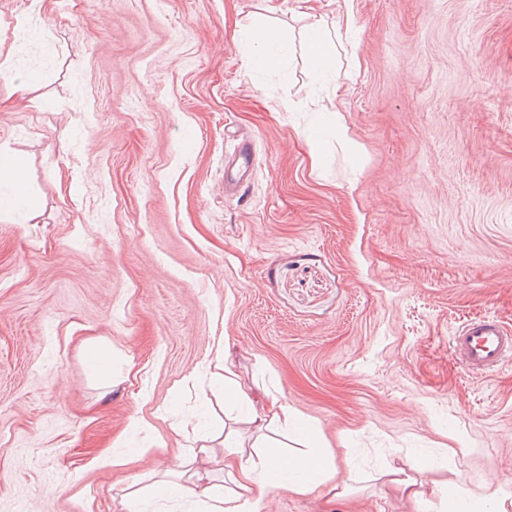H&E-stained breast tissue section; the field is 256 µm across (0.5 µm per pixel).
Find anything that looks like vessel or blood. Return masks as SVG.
<instances>
[{
    "instance_id": "1",
    "label": "vessel or blood",
    "mask_w": 512,
    "mask_h": 512,
    "mask_svg": "<svg viewBox=\"0 0 512 512\" xmlns=\"http://www.w3.org/2000/svg\"><path fill=\"white\" fill-rule=\"evenodd\" d=\"M452 352L468 370L483 374L512 357V333L494 318H475L459 328Z\"/></svg>"
}]
</instances>
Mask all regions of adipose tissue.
I'll use <instances>...</instances> for the list:
<instances>
[{
  "label": "adipose tissue",
  "mask_w": 512,
  "mask_h": 512,
  "mask_svg": "<svg viewBox=\"0 0 512 512\" xmlns=\"http://www.w3.org/2000/svg\"><path fill=\"white\" fill-rule=\"evenodd\" d=\"M336 24L320 19L313 24L307 41L308 60L318 74L325 76L336 69V59L344 42L354 41L359 33L350 0H336ZM215 375L224 386L225 397L248 408V431L257 452L244 454L236 436L225 435L224 470L226 476L216 479L212 473L177 472L173 478L156 481L160 493H176L200 499L205 512H261L264 478L277 469H298L305 477L292 489L305 493L313 487H334L336 480L335 455L332 449L307 446L303 454H285L274 432L281 427H293L300 421L298 411L279 398H272L267 409L251 410V401L240 383L227 354H218L213 363Z\"/></svg>",
  "instance_id": "adipose-tissue-1"
}]
</instances>
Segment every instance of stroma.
Returning <instances> with one entry per match:
<instances>
[{
	"label": "stroma",
	"instance_id": "obj_1",
	"mask_svg": "<svg viewBox=\"0 0 512 512\" xmlns=\"http://www.w3.org/2000/svg\"><path fill=\"white\" fill-rule=\"evenodd\" d=\"M29 2L0 0V147L38 204L0 212V512H128L191 448L223 458L224 347L347 488L264 512H415L385 478L412 456L429 512L512 495V362L449 346L512 329V0H353L334 83L305 31L335 0H46L16 30ZM257 21L281 70L247 63ZM452 352L468 370L484 374L512 355V334L491 317L464 323L452 340ZM499 492H501V489H496L490 496H487L486 493L477 495L468 489L459 488L449 503L448 512H482L484 510L480 509L493 500L500 504V511L506 512L503 508V503L506 499L510 498V495L504 494L502 497H498Z\"/></svg>",
	"mask_w": 512,
	"mask_h": 512
}]
</instances>
